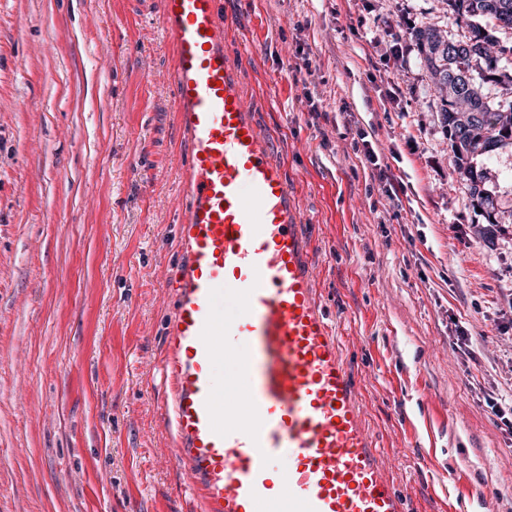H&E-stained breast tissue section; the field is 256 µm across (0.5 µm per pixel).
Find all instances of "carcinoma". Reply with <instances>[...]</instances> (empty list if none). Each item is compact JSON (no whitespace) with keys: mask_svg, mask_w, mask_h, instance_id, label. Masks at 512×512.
Masks as SVG:
<instances>
[{"mask_svg":"<svg viewBox=\"0 0 512 512\" xmlns=\"http://www.w3.org/2000/svg\"><path fill=\"white\" fill-rule=\"evenodd\" d=\"M453 24L463 30L456 44H448V32L435 27H416L411 35L423 63L437 79L440 115L450 141L456 171L470 183L472 196L492 217L497 212L495 197L483 188L486 171L478 160L486 158L507 140H512V111L509 118L488 100L484 84L512 87V74L498 68L488 53L496 43L479 23L494 21L512 30V0H444ZM485 59L486 69L476 75L473 57Z\"/></svg>","mask_w":512,"mask_h":512,"instance_id":"obj_1","label":"carcinoma"}]
</instances>
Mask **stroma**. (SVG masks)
<instances>
[{
  "mask_svg": "<svg viewBox=\"0 0 512 512\" xmlns=\"http://www.w3.org/2000/svg\"><path fill=\"white\" fill-rule=\"evenodd\" d=\"M410 512H512V144L489 226L413 27L442 0H219ZM161 0H0V512H202L161 356L189 143ZM367 135L378 165L352 148Z\"/></svg>",
  "mask_w": 512,
  "mask_h": 512,
  "instance_id": "1",
  "label": "stroma"
}]
</instances>
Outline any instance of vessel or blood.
<instances>
[{"label": "vessel or blood", "mask_w": 512, "mask_h": 512, "mask_svg": "<svg viewBox=\"0 0 512 512\" xmlns=\"http://www.w3.org/2000/svg\"><path fill=\"white\" fill-rule=\"evenodd\" d=\"M190 143L163 366L166 458L203 512H408L316 286L312 236L218 0H162ZM223 379H216V368Z\"/></svg>", "instance_id": "b4317fda"}]
</instances>
